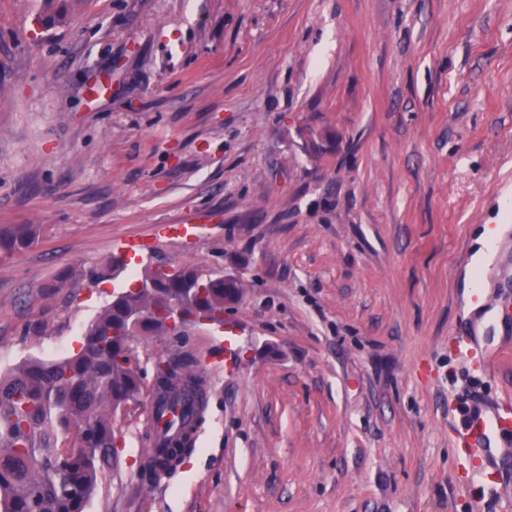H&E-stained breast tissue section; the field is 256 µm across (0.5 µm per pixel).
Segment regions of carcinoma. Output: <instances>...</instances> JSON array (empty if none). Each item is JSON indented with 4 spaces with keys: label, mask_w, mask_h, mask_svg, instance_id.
Here are the masks:
<instances>
[{
    "label": "carcinoma",
    "mask_w": 512,
    "mask_h": 512,
    "mask_svg": "<svg viewBox=\"0 0 512 512\" xmlns=\"http://www.w3.org/2000/svg\"><path fill=\"white\" fill-rule=\"evenodd\" d=\"M40 232L39 224L0 229V252L27 248ZM139 282L89 322L77 353L0 373V512H86L114 464L116 411L145 389L132 342L222 325L224 308L241 297L235 279L193 266H148ZM197 365L192 357L155 364L142 432L151 478L193 446L206 397Z\"/></svg>",
    "instance_id": "carcinoma-1"
}]
</instances>
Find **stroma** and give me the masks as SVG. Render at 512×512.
<instances>
[{
  "label": "stroma",
  "mask_w": 512,
  "mask_h": 512,
  "mask_svg": "<svg viewBox=\"0 0 512 512\" xmlns=\"http://www.w3.org/2000/svg\"><path fill=\"white\" fill-rule=\"evenodd\" d=\"M0 0V371L77 352L146 266L237 280L194 355L209 401L187 462L143 476L144 406L87 512H512L452 444L471 396L512 397V0ZM206 225L192 243L158 224ZM127 237L149 257L104 270ZM65 287L53 289L60 273ZM500 351L486 371L451 339ZM41 232L38 224H16L0 229V252H14L32 245Z\"/></svg>",
  "instance_id": "1"
}]
</instances>
